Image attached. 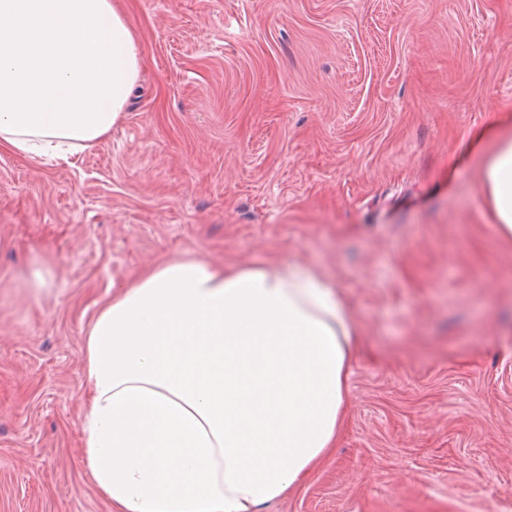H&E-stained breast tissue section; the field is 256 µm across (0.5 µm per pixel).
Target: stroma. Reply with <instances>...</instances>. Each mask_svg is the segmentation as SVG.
Segmentation results:
<instances>
[{
	"instance_id": "1",
	"label": "stroma",
	"mask_w": 512,
	"mask_h": 512,
	"mask_svg": "<svg viewBox=\"0 0 512 512\" xmlns=\"http://www.w3.org/2000/svg\"><path fill=\"white\" fill-rule=\"evenodd\" d=\"M114 3L141 75L111 135L0 149V512H110L83 339L113 284L184 255L313 268L358 335L335 448L266 512H512V238L480 182L512 0Z\"/></svg>"
}]
</instances>
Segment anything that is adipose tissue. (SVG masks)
Segmentation results:
<instances>
[{
	"label": "adipose tissue",
	"mask_w": 512,
	"mask_h": 512,
	"mask_svg": "<svg viewBox=\"0 0 512 512\" xmlns=\"http://www.w3.org/2000/svg\"><path fill=\"white\" fill-rule=\"evenodd\" d=\"M140 73L112 0H0V147L68 159L109 136ZM512 236V136L482 171ZM354 331L299 266L166 260L115 285L84 338L85 468L113 512H264L336 445Z\"/></svg>",
	"instance_id": "adipose-tissue-1"
}]
</instances>
